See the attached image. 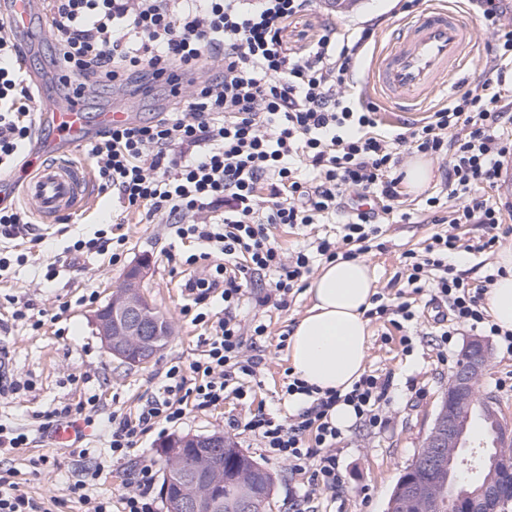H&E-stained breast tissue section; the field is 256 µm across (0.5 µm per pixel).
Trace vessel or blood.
<instances>
[{
    "label": "vessel or blood",
    "mask_w": 512,
    "mask_h": 512,
    "mask_svg": "<svg viewBox=\"0 0 512 512\" xmlns=\"http://www.w3.org/2000/svg\"><path fill=\"white\" fill-rule=\"evenodd\" d=\"M34 9L35 0H10L6 20L16 30L25 31ZM475 50L476 35L470 23L448 9L432 6L407 20L375 56L368 82L388 109L408 112L446 85L448 78L472 59ZM40 120L52 128L54 136L37 140L34 149L54 158L60 144L80 142L92 131L130 123L132 114L115 108L92 116L83 101L73 97L64 102L42 101ZM89 180L85 167L54 159L25 184L23 200L35 216L54 218L68 213L85 198ZM84 434L83 425L77 422H63L52 429L53 440L62 446L80 441Z\"/></svg>",
    "instance_id": "obj_1"
}]
</instances>
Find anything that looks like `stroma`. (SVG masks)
<instances>
[{
  "label": "stroma",
  "mask_w": 512,
  "mask_h": 512,
  "mask_svg": "<svg viewBox=\"0 0 512 512\" xmlns=\"http://www.w3.org/2000/svg\"><path fill=\"white\" fill-rule=\"evenodd\" d=\"M347 3V8L339 9L330 0H312L303 22L288 26L284 32L288 48L301 51L332 24L356 33L374 27L375 35L369 43L374 50L394 37L409 18L398 0ZM19 38L24 70L37 76L54 98H61L53 33L36 17ZM171 100L168 84L147 79L84 98L89 112L130 105L137 120L144 122L158 119ZM430 163L433 177L428 186L419 193H403L393 218L381 225L365 255L376 269L377 293L389 299L404 296L416 313L414 321L401 330L384 318L370 321L366 370L392 380L390 401L383 409L385 423L374 430L357 423L345 429L338 450L344 486L334 493L315 495L306 512H386L396 482L421 449L461 350L470 340L482 336L476 329L454 327L445 318V303L432 300L429 290L407 288L404 254L421 250L433 234L452 232L458 244L457 250L448 255L453 275L470 287H489L491 277L499 270L501 249L512 248V167L504 172L497 187L477 192L479 198L502 207L503 224L494 231L484 224L450 229L434 223L425 204L426 197L442 191L448 159L434 156ZM70 217L66 224L33 219L29 230L43 235L44 241L21 263L16 260L14 240L0 237V255L11 261L6 270L0 271V344L9 351V372L33 384L31 390L0 395V422L27 429L33 438L28 447L0 456V476L19 482L21 490L35 499L43 512H87V504L69 491L70 484L82 479L87 482L89 497L119 501L129 478V466L123 461L110 462L107 457L109 414L136 413L147 399L159 393L162 374L171 363L190 364L200 359L204 350L199 340L203 326L193 325L182 308L190 299L186 283L206 277L208 270L200 264L172 262V255L183 254L186 247L167 225L145 223L138 212L125 209L117 196L96 190L90 202L72 211ZM345 220L341 212L325 224H272L268 233L288 259L299 250L315 252L321 239L340 241ZM99 232L109 238L125 237L119 263H112L107 252L70 253L74 241L95 237ZM494 234L499 237L498 245L487 247V240ZM142 260L149 263L146 292L170 318L174 333L148 366L132 368L106 350L93 314L110 300L125 272ZM273 281L269 272L255 276L236 311L242 322L259 315L267 325L265 337L258 340L253 351L258 367L250 398L240 401L230 397L221 406L191 412L180 426L144 436L138 452L159 470L164 465L162 447L170 439L221 433L271 473L268 512H292L291 501L303 492L305 476L292 474L285 461L266 457L260 439L251 432L228 427L229 421L260 410L285 421L294 413L283 393L290 364L281 340L309 308L310 299L300 291L286 309L256 307L257 298L270 289ZM26 306L32 316L42 318L39 329H32L29 319L14 318V311ZM449 328L456 334L446 345L441 334ZM406 335L412 339L409 352L402 343ZM478 391L494 394L503 415L512 419V355L499 346L491 348L490 367ZM92 395L98 397L99 409L91 415L90 434L81 449L53 445L40 429L44 414L67 404L77 405ZM42 456L47 459L43 466L37 463ZM100 462L105 465L102 475L87 479V470Z\"/></svg>",
  "instance_id": "stroma-1"
}]
</instances>
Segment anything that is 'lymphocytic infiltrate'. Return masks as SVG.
<instances>
[{"label":"lymphocytic infiltrate","mask_w":512,"mask_h":512,"mask_svg":"<svg viewBox=\"0 0 512 512\" xmlns=\"http://www.w3.org/2000/svg\"><path fill=\"white\" fill-rule=\"evenodd\" d=\"M308 0H49L45 22L57 43L69 94L83 95L96 85H127L133 78L196 75L190 89L173 90L168 116L114 127L91 141L101 190L116 193L126 208L147 223L165 219L178 239L197 244L186 264L209 262L208 277L190 284L184 313L208 331L203 359L173 364L160 395L147 399L136 415L111 414L110 456L134 461L132 482L122 494L123 512H154L153 463L135 456L144 435L159 425L176 426L188 411L245 398L257 361L247 342L264 336L266 326L243 327L234 315L244 286L253 275L276 276L272 294L260 305L284 308L288 296L310 270L311 255L282 258L271 242V224H310L347 211L344 251L321 241L326 260L358 257L369 251L376 226L399 201L403 177L400 156H447L448 195L458 199L445 211L440 197L427 199L435 223L503 222L499 206L475 199L495 186L512 158V28L501 0H471L484 27L496 34L487 50L495 78L467 89L423 122L392 135L376 130L374 104H355L347 90L370 29L360 34L327 29L304 54L289 52L283 39L288 24L301 18ZM8 25H0V170L11 168L31 143L35 93ZM214 77H204V70ZM268 197H261L260 189ZM375 199L369 210H349L351 197ZM221 214L210 224H195L198 213ZM450 234L433 235L423 253L404 255L407 283L431 289L448 306L458 325L482 327L512 353V333L500 332L482 306L481 289L469 288L448 273ZM222 262L212 263L213 254ZM220 290L225 313L201 312ZM387 380L365 374L351 390L319 392L289 376L288 395H303L306 407L289 422L269 413L251 414L244 424L258 436L268 456L286 461L307 477L304 497L342 486L336 445L343 431L329 413L337 404L352 406L357 420L378 428L388 401Z\"/></svg>","instance_id":"obj_1"}]
</instances>
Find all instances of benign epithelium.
<instances>
[{
    "instance_id": "obj_1",
    "label": "benign epithelium",
    "mask_w": 512,
    "mask_h": 512,
    "mask_svg": "<svg viewBox=\"0 0 512 512\" xmlns=\"http://www.w3.org/2000/svg\"><path fill=\"white\" fill-rule=\"evenodd\" d=\"M148 263L141 261L125 275L112 293L106 309L96 312L94 321L98 335L112 356L132 366L151 362L161 344L173 334L166 316L146 299L142 283ZM490 362V349L473 340L461 353V360L448 381V390L422 449L409 470L429 469L436 479L419 483L403 476L395 487L387 512H408L410 505L423 512L426 504L448 490V512H503L512 502V423L501 416L496 398L480 394L477 385ZM492 423L489 439L494 453L485 463L480 479L470 482L449 473L452 456L469 440V423L474 408ZM194 448H228L224 435L185 436L178 440L169 458L180 460L182 443ZM224 485V466L205 461L184 473L183 494L168 503L170 512H223L224 497L218 488Z\"/></svg>"
}]
</instances>
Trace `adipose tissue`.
<instances>
[{
    "instance_id": "adipose-tissue-1",
    "label": "adipose tissue",
    "mask_w": 512,
    "mask_h": 512,
    "mask_svg": "<svg viewBox=\"0 0 512 512\" xmlns=\"http://www.w3.org/2000/svg\"><path fill=\"white\" fill-rule=\"evenodd\" d=\"M505 273L486 293L494 323L512 331V249L499 254ZM376 271L364 260L325 263L306 288L312 304L288 338L292 371L319 390L347 392L365 372Z\"/></svg>"
}]
</instances>
